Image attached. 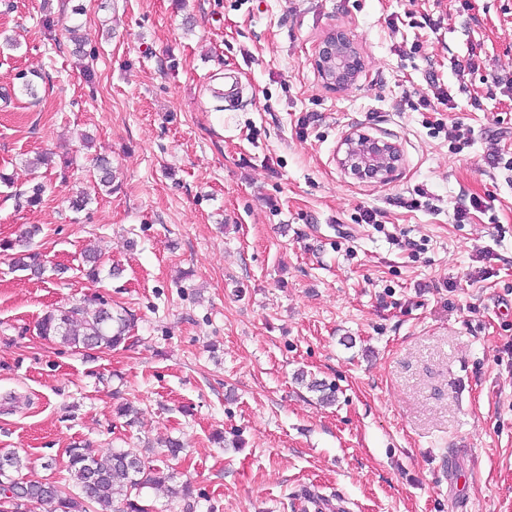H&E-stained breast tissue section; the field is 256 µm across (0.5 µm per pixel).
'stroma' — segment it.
<instances>
[{"instance_id":"35a3bbf8","label":"stroma","mask_w":512,"mask_h":512,"mask_svg":"<svg viewBox=\"0 0 512 512\" xmlns=\"http://www.w3.org/2000/svg\"><path fill=\"white\" fill-rule=\"evenodd\" d=\"M334 29L364 61L336 93L310 63ZM9 35L0 240L40 225L46 268L0 252V453L20 478L65 482L75 447L133 448L177 489H142L147 512H302L307 487L350 512H512V171L490 156L512 152V101L450 64L477 45L512 71V0H0ZM433 77L454 109L416 110ZM436 120L473 143L449 153ZM354 131L400 145L392 179L341 168ZM37 182L40 203L19 202ZM465 192L492 213L456 223ZM90 296L132 315L125 344L38 336Z\"/></svg>"}]
</instances>
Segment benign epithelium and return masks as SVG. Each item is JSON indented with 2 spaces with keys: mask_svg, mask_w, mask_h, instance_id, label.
Here are the masks:
<instances>
[{
  "mask_svg": "<svg viewBox=\"0 0 512 512\" xmlns=\"http://www.w3.org/2000/svg\"><path fill=\"white\" fill-rule=\"evenodd\" d=\"M312 64L323 83L336 92L358 81L363 60L352 39L341 30L330 31L317 45ZM340 164L352 176L361 169L371 172L375 182L387 181L401 166L402 153L395 142L362 132L347 135L341 145Z\"/></svg>",
  "mask_w": 512,
  "mask_h": 512,
  "instance_id": "benign-epithelium-1",
  "label": "benign epithelium"
}]
</instances>
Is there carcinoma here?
I'll list each match as a JSON object with an SVG mask.
<instances>
[{
	"label": "carcinoma",
	"mask_w": 512,
	"mask_h": 512,
	"mask_svg": "<svg viewBox=\"0 0 512 512\" xmlns=\"http://www.w3.org/2000/svg\"><path fill=\"white\" fill-rule=\"evenodd\" d=\"M40 233L37 225L25 228L16 238L0 243V249L12 252L13 266L39 277L44 273L39 254L31 250L32 240ZM129 319L97 298L79 305L46 312L37 323L45 339L58 338L75 348H114L126 340ZM22 460L10 455L8 469L0 467V497L14 493L11 512H28L29 504L50 506L49 512H145L128 493L149 485H160L172 476L158 468L148 469L139 454L130 449L95 451L76 447L69 455L70 482L64 486L49 480L18 481L13 473Z\"/></svg>",
	"instance_id": "cac0c4a2"
}]
</instances>
